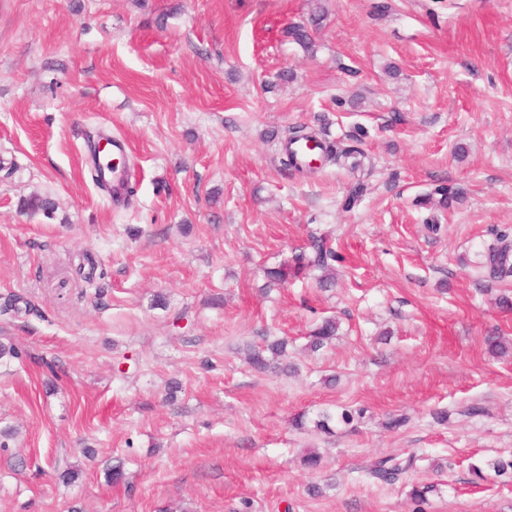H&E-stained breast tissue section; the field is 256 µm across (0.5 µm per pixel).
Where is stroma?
Instances as JSON below:
<instances>
[{
  "mask_svg": "<svg viewBox=\"0 0 512 512\" xmlns=\"http://www.w3.org/2000/svg\"><path fill=\"white\" fill-rule=\"evenodd\" d=\"M318 6L307 51L286 30ZM298 124L360 168L288 169ZM100 134L128 144L125 202L94 180ZM443 182L462 201L420 206ZM501 233L512 0H0V512H512ZM313 234L334 285L267 287ZM265 335L292 371L248 365ZM343 409L365 416L316 430ZM500 247L491 248L487 254V265L494 279H505L512 276L511 245L506 242V236L499 239ZM338 329V323L333 319L324 320L310 334L308 348L312 351H318L328 344L335 336ZM416 463V457L410 455L405 459H398L396 457L381 458L374 463L370 469V474L373 478L391 483L398 479V476L406 471L413 469Z\"/></svg>",
  "mask_w": 512,
  "mask_h": 512,
  "instance_id": "35a3bbf8",
  "label": "stroma"
}]
</instances>
